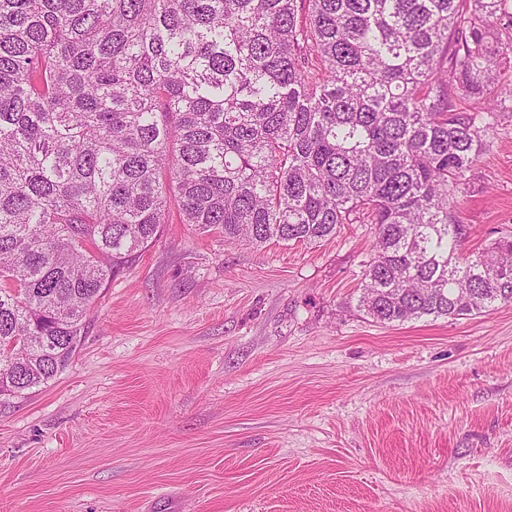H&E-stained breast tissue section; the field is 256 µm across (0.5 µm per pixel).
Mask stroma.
Returning a JSON list of instances; mask_svg holds the SVG:
<instances>
[{
  "mask_svg": "<svg viewBox=\"0 0 512 512\" xmlns=\"http://www.w3.org/2000/svg\"><path fill=\"white\" fill-rule=\"evenodd\" d=\"M457 215L464 255L512 237V113ZM372 244L256 248L170 206L71 364L0 398V512H512V303L373 322Z\"/></svg>",
  "mask_w": 512,
  "mask_h": 512,
  "instance_id": "stroma-1",
  "label": "stroma"
}]
</instances>
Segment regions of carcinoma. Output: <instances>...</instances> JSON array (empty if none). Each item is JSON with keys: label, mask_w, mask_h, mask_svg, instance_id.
<instances>
[{"label": "carcinoma", "mask_w": 512, "mask_h": 512, "mask_svg": "<svg viewBox=\"0 0 512 512\" xmlns=\"http://www.w3.org/2000/svg\"><path fill=\"white\" fill-rule=\"evenodd\" d=\"M499 25L512 0H0V384L68 367L173 201L255 247L373 225L380 323L512 303V240L465 256L456 216L512 110Z\"/></svg>", "instance_id": "cac0c4a2"}]
</instances>
